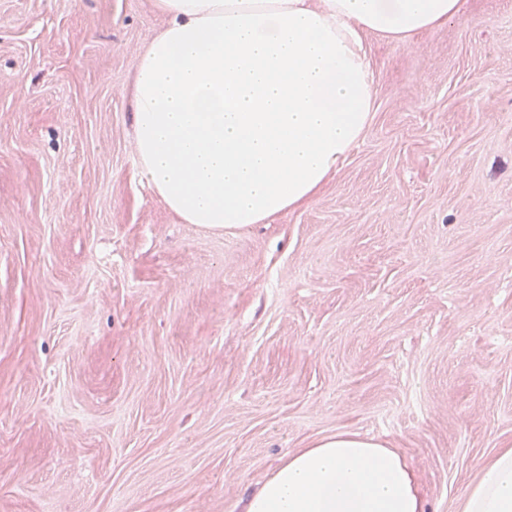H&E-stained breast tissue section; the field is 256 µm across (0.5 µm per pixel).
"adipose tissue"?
Listing matches in <instances>:
<instances>
[{"mask_svg":"<svg viewBox=\"0 0 512 512\" xmlns=\"http://www.w3.org/2000/svg\"><path fill=\"white\" fill-rule=\"evenodd\" d=\"M132 83L139 171L185 224L236 230L310 202L372 119L368 35L405 42L460 0H152ZM244 512H426L397 450L341 432L288 453ZM456 512H512V448Z\"/></svg>","mask_w":512,"mask_h":512,"instance_id":"1","label":"adipose tissue"}]
</instances>
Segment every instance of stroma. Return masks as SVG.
<instances>
[{
	"instance_id": "obj_1",
	"label": "stroma",
	"mask_w": 512,
	"mask_h": 512,
	"mask_svg": "<svg viewBox=\"0 0 512 512\" xmlns=\"http://www.w3.org/2000/svg\"><path fill=\"white\" fill-rule=\"evenodd\" d=\"M152 0H0V512H241L342 431L428 512L512 446V0L368 36L364 136L269 223H181L136 164Z\"/></svg>"
}]
</instances>
